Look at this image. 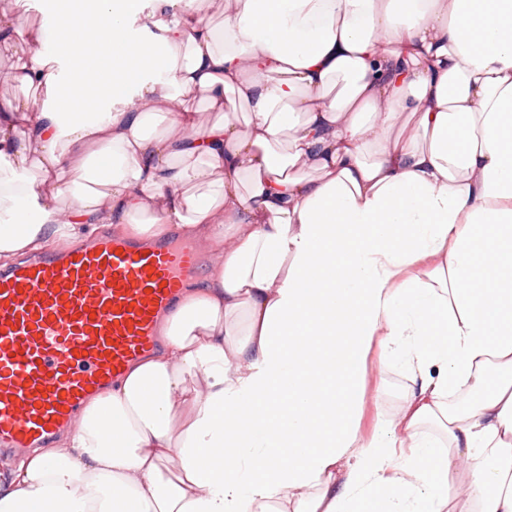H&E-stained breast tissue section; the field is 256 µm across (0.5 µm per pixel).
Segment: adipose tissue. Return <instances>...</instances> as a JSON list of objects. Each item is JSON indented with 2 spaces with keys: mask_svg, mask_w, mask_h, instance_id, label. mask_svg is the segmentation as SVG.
<instances>
[{
  "mask_svg": "<svg viewBox=\"0 0 512 512\" xmlns=\"http://www.w3.org/2000/svg\"><path fill=\"white\" fill-rule=\"evenodd\" d=\"M208 7L0 13L51 99L0 102V264L104 230L211 254L0 512H512V0ZM374 352L411 385L366 436Z\"/></svg>",
  "mask_w": 512,
  "mask_h": 512,
  "instance_id": "ef3b65f1",
  "label": "adipose tissue"
}]
</instances>
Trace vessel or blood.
Returning <instances> with one entry per match:
<instances>
[{"label": "vessel or blood", "instance_id": "obj_1", "mask_svg": "<svg viewBox=\"0 0 512 512\" xmlns=\"http://www.w3.org/2000/svg\"><path fill=\"white\" fill-rule=\"evenodd\" d=\"M204 255L171 234H111L0 272V448L52 441L83 403L158 348Z\"/></svg>", "mask_w": 512, "mask_h": 512}]
</instances>
